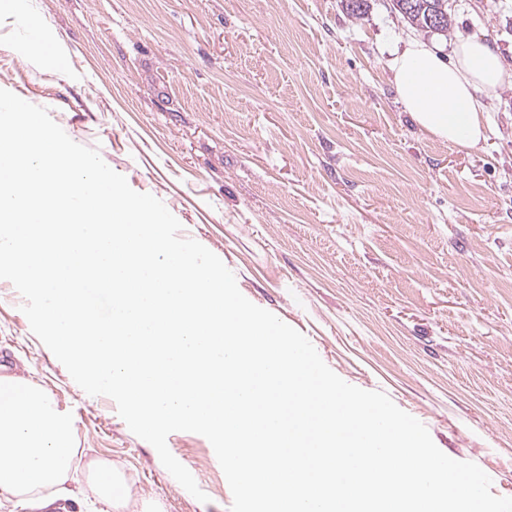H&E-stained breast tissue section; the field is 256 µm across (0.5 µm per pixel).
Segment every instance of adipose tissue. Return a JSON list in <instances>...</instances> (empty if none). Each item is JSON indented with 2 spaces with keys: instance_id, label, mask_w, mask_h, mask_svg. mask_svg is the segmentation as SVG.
I'll return each instance as SVG.
<instances>
[{
  "instance_id": "adipose-tissue-1",
  "label": "adipose tissue",
  "mask_w": 512,
  "mask_h": 512,
  "mask_svg": "<svg viewBox=\"0 0 512 512\" xmlns=\"http://www.w3.org/2000/svg\"><path fill=\"white\" fill-rule=\"evenodd\" d=\"M400 98L414 122L435 138L464 148L486 137L483 101L512 80V64L479 40L462 43L453 63L436 48L411 43L393 64ZM73 421L41 387L0 374V497L31 512L83 500L91 512H125L122 478L109 462L90 465L86 488L73 491Z\"/></svg>"
}]
</instances>
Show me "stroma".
<instances>
[{
    "instance_id": "1",
    "label": "stroma",
    "mask_w": 512,
    "mask_h": 512,
    "mask_svg": "<svg viewBox=\"0 0 512 512\" xmlns=\"http://www.w3.org/2000/svg\"><path fill=\"white\" fill-rule=\"evenodd\" d=\"M0 0V89L47 108L130 187L160 199L240 292L305 335L347 383L381 391L436 446L512 497V84L487 141L424 133L392 69L414 40L512 60V0H448V35L391 0ZM0 279V362L70 414L85 459L124 474L127 512H230L210 442L172 455L200 502L34 335Z\"/></svg>"
}]
</instances>
